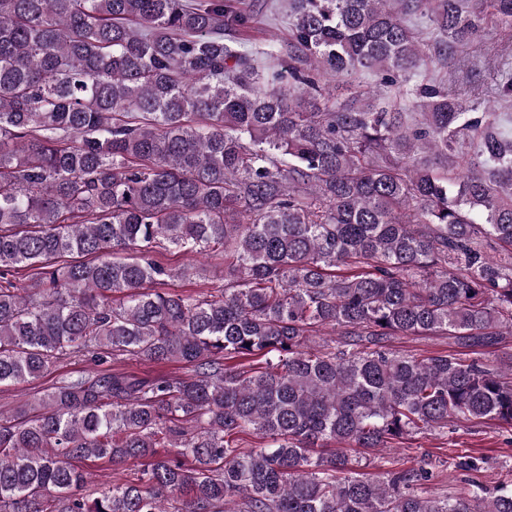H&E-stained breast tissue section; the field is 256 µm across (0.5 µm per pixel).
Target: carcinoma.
Wrapping results in <instances>:
<instances>
[{
	"mask_svg": "<svg viewBox=\"0 0 512 512\" xmlns=\"http://www.w3.org/2000/svg\"><path fill=\"white\" fill-rule=\"evenodd\" d=\"M289 11L264 76L227 37L251 20L232 0H0V387L102 365L0 414V512H512L507 485L440 497L426 462L367 478L329 448L512 427V381L483 359L389 345L512 329V131L440 83L413 88L417 112L322 85H405L486 17L512 26V0ZM171 249L224 254V286L167 288L188 274L152 259ZM133 357L183 372L109 366ZM92 459L143 468L89 494Z\"/></svg>",
	"mask_w": 512,
	"mask_h": 512,
	"instance_id": "obj_1",
	"label": "carcinoma"
}]
</instances>
